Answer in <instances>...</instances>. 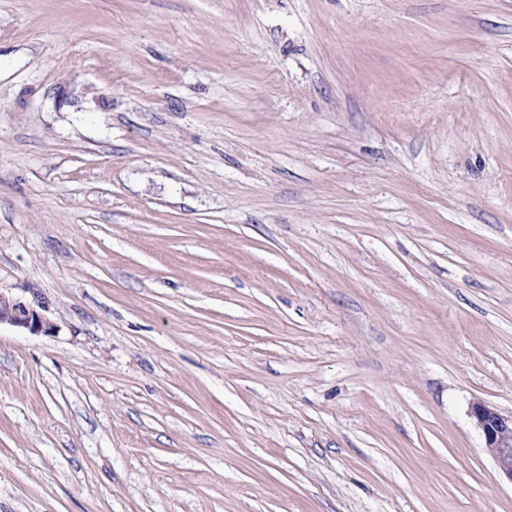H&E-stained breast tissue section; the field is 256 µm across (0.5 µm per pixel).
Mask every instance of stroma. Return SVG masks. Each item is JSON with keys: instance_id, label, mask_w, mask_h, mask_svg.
I'll list each match as a JSON object with an SVG mask.
<instances>
[{"instance_id": "obj_1", "label": "stroma", "mask_w": 512, "mask_h": 512, "mask_svg": "<svg viewBox=\"0 0 512 512\" xmlns=\"http://www.w3.org/2000/svg\"><path fill=\"white\" fill-rule=\"evenodd\" d=\"M0 512H512V0H0ZM8 324L31 334L54 332L55 325L44 314L18 298L0 292V325ZM470 416L484 437L496 477L512 483V415L505 416L489 403L476 401Z\"/></svg>"}]
</instances>
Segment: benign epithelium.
<instances>
[{"label": "benign epithelium", "instance_id": "benign-epithelium-1", "mask_svg": "<svg viewBox=\"0 0 512 512\" xmlns=\"http://www.w3.org/2000/svg\"><path fill=\"white\" fill-rule=\"evenodd\" d=\"M8 324L31 334L54 332L55 325L44 314L18 298L0 293V325ZM475 426L482 433L485 448L493 459L496 477L512 483V415L476 401L470 409Z\"/></svg>", "mask_w": 512, "mask_h": 512}]
</instances>
